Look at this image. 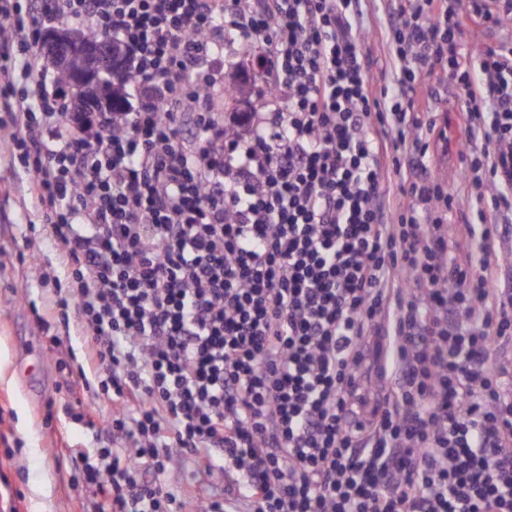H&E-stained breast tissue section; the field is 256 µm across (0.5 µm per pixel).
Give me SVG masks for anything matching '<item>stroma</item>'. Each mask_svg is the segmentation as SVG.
<instances>
[{
	"instance_id": "35a3bbf8",
	"label": "stroma",
	"mask_w": 512,
	"mask_h": 512,
	"mask_svg": "<svg viewBox=\"0 0 512 512\" xmlns=\"http://www.w3.org/2000/svg\"><path fill=\"white\" fill-rule=\"evenodd\" d=\"M386 0H368L364 24L373 75H392L397 62L385 36ZM224 81L245 93L223 105L225 117L253 111L259 104V66L237 50L223 55ZM433 116L446 141L431 140L425 163L455 194V208L468 209L471 189L462 175L461 136L455 89L443 79ZM27 177L14 159L7 131L0 130V479L16 496L14 512H98L103 500L85 476L111 447L106 429L112 401L101 389H83L74 370L86 357L75 315H61L60 265L56 247L27 192ZM53 416H46L47 401Z\"/></svg>"
}]
</instances>
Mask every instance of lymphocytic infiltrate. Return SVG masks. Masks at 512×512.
I'll return each instance as SVG.
<instances>
[{"label":"lymphocytic infiltrate","mask_w":512,"mask_h":512,"mask_svg":"<svg viewBox=\"0 0 512 512\" xmlns=\"http://www.w3.org/2000/svg\"><path fill=\"white\" fill-rule=\"evenodd\" d=\"M362 0H0V126L72 269L61 310L96 343L113 440L89 471L101 512H181L183 457L234 473L198 512H512V286L488 272L512 243V39L463 54L512 0H398L374 78ZM81 23L126 48L138 106L73 112L41 79V30ZM235 35L261 104L241 137L214 110ZM452 73L473 137L463 221L428 169L419 73ZM392 337L397 387L375 422L351 398L364 340ZM191 464L187 461H180L175 466L169 469L165 475V483L168 488L186 501V511L183 512H197L195 510V495H199L200 491L197 488L190 487L187 482L191 478Z\"/></svg>","instance_id":"f902f5d3"}]
</instances>
